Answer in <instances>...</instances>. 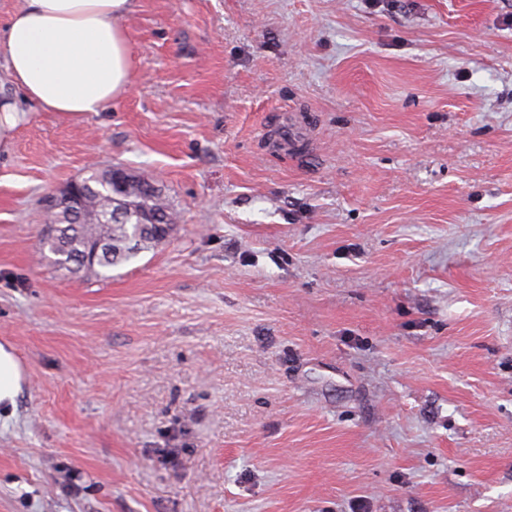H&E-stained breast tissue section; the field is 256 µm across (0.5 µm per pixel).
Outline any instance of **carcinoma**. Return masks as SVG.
<instances>
[{"instance_id": "obj_1", "label": "carcinoma", "mask_w": 512, "mask_h": 512, "mask_svg": "<svg viewBox=\"0 0 512 512\" xmlns=\"http://www.w3.org/2000/svg\"><path fill=\"white\" fill-rule=\"evenodd\" d=\"M82 189L89 215L97 217L116 206L125 209L127 221L109 227L84 224L60 211L47 215L46 221L56 225V229L49 235H42L39 249L48 250L53 255V264L69 272L84 270L81 259L99 242L103 243V248L95 265L110 271L135 258L140 250L159 244L168 225L175 223L174 212L161 190L150 189L145 182L124 186L114 183L109 192L102 183L101 172L93 169L82 178Z\"/></svg>"}]
</instances>
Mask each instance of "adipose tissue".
<instances>
[{
	"label": "adipose tissue",
	"instance_id": "ef3b65f1",
	"mask_svg": "<svg viewBox=\"0 0 512 512\" xmlns=\"http://www.w3.org/2000/svg\"><path fill=\"white\" fill-rule=\"evenodd\" d=\"M134 8L135 0H23L0 29V68L43 111H102L131 86L123 22ZM24 381L14 348L0 343V412L15 409Z\"/></svg>",
	"mask_w": 512,
	"mask_h": 512
}]
</instances>
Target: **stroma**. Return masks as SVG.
I'll return each mask as SVG.
<instances>
[{
    "mask_svg": "<svg viewBox=\"0 0 512 512\" xmlns=\"http://www.w3.org/2000/svg\"><path fill=\"white\" fill-rule=\"evenodd\" d=\"M124 26L127 95L0 148V512H512V0ZM107 166L176 222L102 280L38 241ZM290 120V121H289ZM307 135L306 129L297 125L289 117L282 118L279 124V147L282 151L295 150ZM82 203L81 185L78 180H71L57 188L48 198V212L60 207H68L71 211L79 209ZM24 381V368L14 348L9 343H0V415L1 411L13 412Z\"/></svg>",
    "mask_w": 512,
    "mask_h": 512,
    "instance_id": "stroma-1",
    "label": "stroma"
}]
</instances>
